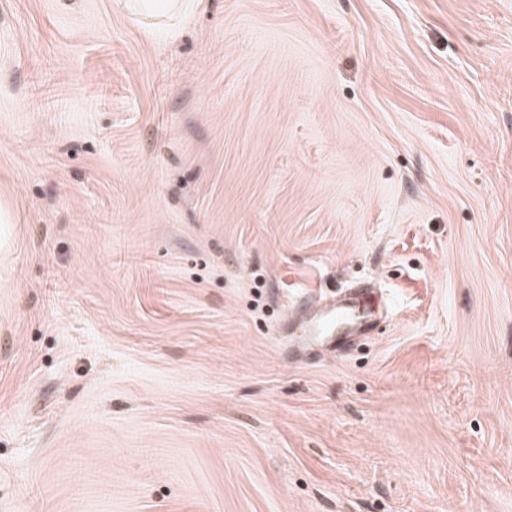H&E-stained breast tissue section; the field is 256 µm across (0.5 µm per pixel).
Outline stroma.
<instances>
[{"label":"stroma","mask_w":512,"mask_h":512,"mask_svg":"<svg viewBox=\"0 0 512 512\" xmlns=\"http://www.w3.org/2000/svg\"><path fill=\"white\" fill-rule=\"evenodd\" d=\"M0 201V512H512V0H0ZM356 296L351 294L337 301L323 302L321 307H310L315 301L305 297L298 305L299 309H304L300 316L302 336L307 341L335 340L345 329H370L372 317L367 313L356 314L359 313L354 305Z\"/></svg>","instance_id":"1"}]
</instances>
